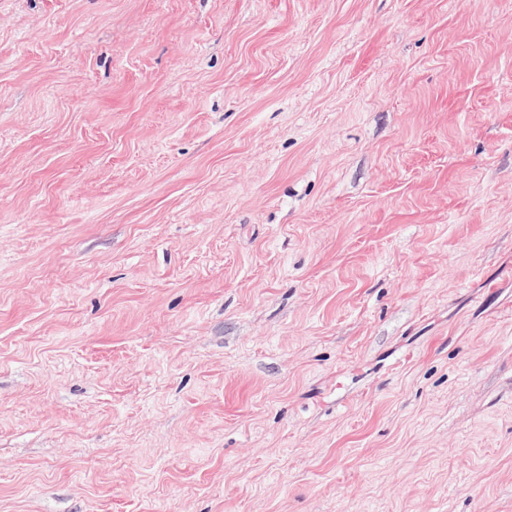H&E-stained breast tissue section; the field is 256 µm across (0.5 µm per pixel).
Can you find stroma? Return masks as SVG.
<instances>
[{
    "label": "stroma",
    "instance_id": "1",
    "mask_svg": "<svg viewBox=\"0 0 512 512\" xmlns=\"http://www.w3.org/2000/svg\"><path fill=\"white\" fill-rule=\"evenodd\" d=\"M0 512H512V0H0Z\"/></svg>",
    "mask_w": 512,
    "mask_h": 512
}]
</instances>
